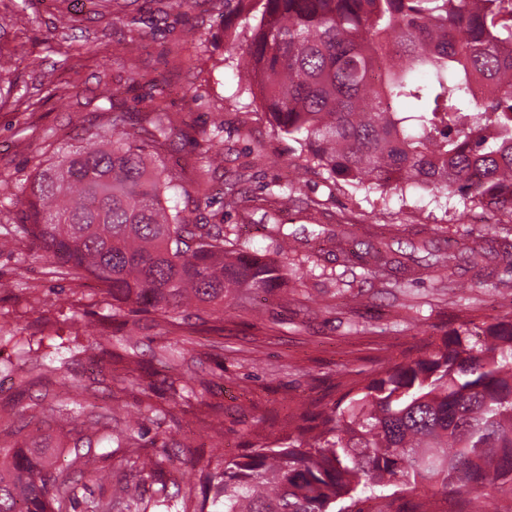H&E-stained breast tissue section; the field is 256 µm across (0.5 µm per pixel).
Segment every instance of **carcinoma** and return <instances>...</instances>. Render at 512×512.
<instances>
[{"mask_svg": "<svg viewBox=\"0 0 512 512\" xmlns=\"http://www.w3.org/2000/svg\"><path fill=\"white\" fill-rule=\"evenodd\" d=\"M224 16L250 33L227 66L246 70L272 125L330 175L512 216V0H224ZM171 129L166 112L138 128L114 113L110 133L37 161L19 231L50 263L98 281L114 316L135 308L173 325L288 289L283 262L190 222L224 148L201 131L208 164L189 189L154 152ZM464 335L364 378L286 442L221 458L211 512H364L373 500V512H393L389 499L404 493L419 498L413 512H434L450 491L484 512L481 499L512 495V318L488 326L477 350ZM47 340L0 336L24 361ZM79 462L80 476L110 480L94 457ZM78 488L55 449L0 446V512H70ZM141 503L127 482L86 512Z\"/></svg>", "mask_w": 512, "mask_h": 512, "instance_id": "carcinoma-1", "label": "carcinoma"}]
</instances>
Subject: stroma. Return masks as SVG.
<instances>
[{
    "label": "stroma",
    "instance_id": "1",
    "mask_svg": "<svg viewBox=\"0 0 512 512\" xmlns=\"http://www.w3.org/2000/svg\"><path fill=\"white\" fill-rule=\"evenodd\" d=\"M243 20L224 23V0H0V49L10 52L9 95L0 99V179L26 183L35 159L81 144L112 113L148 124L155 105L174 131L158 151L192 183L206 159L201 129L224 145L212 200L192 218L221 224L251 250L276 257L272 222L297 238L288 292L242 297L223 321L178 327L145 311L113 319L100 284L54 274L34 240L0 252V331H47L80 348L47 349L31 368L0 350V433L55 448L74 443L115 475L133 478L135 454L161 460L148 491L179 485L187 512L207 491L218 455L235 457L283 437L292 418L331 407L357 379L424 356L468 323L512 315V223L497 211L465 210L418 189L381 193L348 186L309 162L270 124L246 75L227 68ZM236 183L256 207H225ZM295 202L281 206L283 186ZM467 219H460V212ZM480 245L442 287L429 266L448 241ZM382 252L386 265L346 264L343 254Z\"/></svg>",
    "mask_w": 512,
    "mask_h": 512
}]
</instances>
